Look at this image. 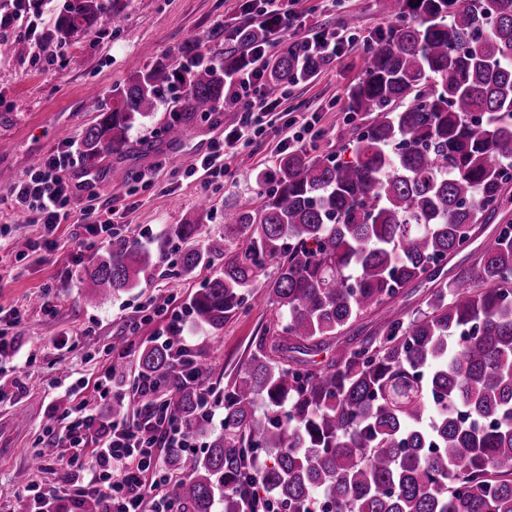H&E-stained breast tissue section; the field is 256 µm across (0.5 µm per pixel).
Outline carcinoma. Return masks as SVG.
<instances>
[{
  "label": "carcinoma",
  "instance_id": "obj_1",
  "mask_svg": "<svg viewBox=\"0 0 512 512\" xmlns=\"http://www.w3.org/2000/svg\"><path fill=\"white\" fill-rule=\"evenodd\" d=\"M397 24L368 48L365 76L348 93L353 159L292 151L257 176L258 201L224 207V243H196L179 224L143 244L117 239L87 270V304L138 288L184 244L181 276L222 265L194 293L200 327L219 330L265 282L279 310L244 369L224 387L222 432L200 415L166 346H146L138 374L161 383L191 431L211 438L202 456L166 451L183 512H242L251 485L281 512H512V224L446 269L501 208L512 182V0H377ZM121 10L67 0L45 43L118 28ZM209 61H163L112 88V108L81 141L87 164L127 149L136 120L164 89L180 102L166 132L182 140L198 115L224 102V84L268 25L209 31ZM299 45L267 61L277 94L301 72ZM425 287V307L390 306ZM380 314L364 335L357 326ZM321 360H316L317 356ZM128 416L125 398L104 421Z\"/></svg>",
  "mask_w": 512,
  "mask_h": 512
}]
</instances>
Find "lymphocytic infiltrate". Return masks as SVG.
I'll list each match as a JSON object with an SVG mask.
<instances>
[{
  "instance_id": "f902f5d3",
  "label": "lymphocytic infiltrate",
  "mask_w": 512,
  "mask_h": 512,
  "mask_svg": "<svg viewBox=\"0 0 512 512\" xmlns=\"http://www.w3.org/2000/svg\"><path fill=\"white\" fill-rule=\"evenodd\" d=\"M258 18L273 20L277 39L299 38L309 55L329 64L339 59L352 35L344 28L322 30L300 36L301 24L293 9L294 0H252ZM269 50L253 48L247 64L231 78L229 91L241 105L239 123L214 143L210 153L190 164L187 176H200L204 185L223 181L224 156L251 146L261 137L273 136L289 150L304 148L318 136L315 122L300 116L278 124L275 112L287 91L269 97L264 74ZM79 156L66 150L50 154L30 170L28 176L10 188L16 209L27 214L30 223L56 229L78 222L73 207L74 190L65 177L77 166ZM106 398L112 390V372L104 370L95 380L77 379L71 391L77 403L64 412L58 423V442L73 454L56 485H34L25 496L24 512H57L60 500H68L71 512H81L86 499L101 503L100 512H175L168 495L171 477L161 459L165 448H191L195 436L178 421L163 392L153 381L136 378L132 391L140 411L136 420L100 427L89 406L86 390Z\"/></svg>"
}]
</instances>
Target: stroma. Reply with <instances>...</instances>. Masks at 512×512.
I'll return each instance as SVG.
<instances>
[{"instance_id":"35a3bbf8","label":"stroma","mask_w":512,"mask_h":512,"mask_svg":"<svg viewBox=\"0 0 512 512\" xmlns=\"http://www.w3.org/2000/svg\"><path fill=\"white\" fill-rule=\"evenodd\" d=\"M124 19L119 28L89 33L63 46L53 47L54 60H43V43L32 41L27 56L19 57L0 48V171L11 176L0 181V218L19 227L21 237L48 234L43 225L29 223L14 208L11 182L25 178L33 159L67 142H80L97 113L111 107L112 86L123 83L136 71L156 61H179V48L189 41L203 42L213 27L241 24L246 15L243 0H122ZM296 9L308 32L350 24L354 40L336 62L307 82L292 86L280 106V114L314 113L317 128L331 131L330 140L312 142L313 154H330L351 160L343 152L348 137L346 103L350 88L365 75L366 42L375 31L387 29L376 0H337L327 13L322 0H297ZM95 94H88V87ZM172 91H164L157 112L138 120L129 132L125 153L105 158L99 170L78 165L66 174L78 187L75 210L101 215L112 202L123 200V190L113 184L112 168H127L136 174L154 173L151 185L134 183L132 203L127 208L122 237L143 240L160 237L179 224L200 223L203 239L224 237V206L254 196L256 176L273 169L282 150L269 137L253 146L228 154L223 182L204 187L200 178L187 177L184 170L208 153L213 141L222 137L241 118L240 112H218L199 117L195 136L188 141H170L165 133L173 117ZM154 146L140 150L141 142ZM92 175L91 187H82L84 175ZM81 229L59 225L54 238L66 242L65 250L48 256L33 255L23 262L0 261V309H20L21 323L10 330L16 356L0 358V512H22L23 495L34 483H56L72 454L68 448H51L47 427L75 401L68 388L74 379L96 377L100 368H121L126 384L138 375V350L153 344L164 319L140 321V309L176 300L188 307L194 292L212 277L201 268L178 278V250H170L147 284L113 297L100 308L83 299L82 278L91 262L107 254L109 244L73 260L68 246ZM49 302L54 315L44 314ZM276 310L266 289H252L247 312L227 320L222 329L202 332L187 320L185 334L193 346H205L214 360L212 381L229 384L245 366L264 330L274 321Z\"/></svg>"}]
</instances>
